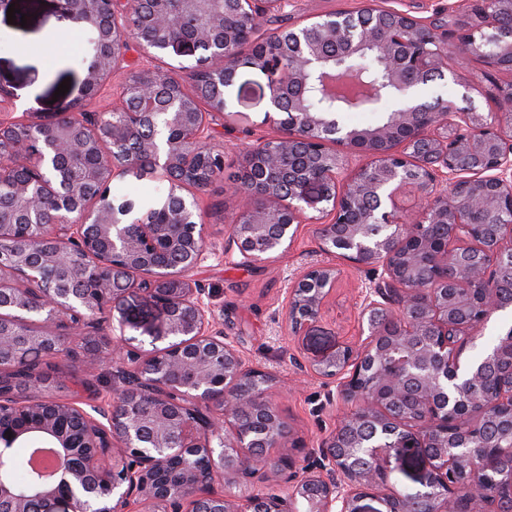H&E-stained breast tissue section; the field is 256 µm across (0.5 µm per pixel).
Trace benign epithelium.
<instances>
[{"mask_svg":"<svg viewBox=\"0 0 512 512\" xmlns=\"http://www.w3.org/2000/svg\"><path fill=\"white\" fill-rule=\"evenodd\" d=\"M90 32L92 60L62 112L0 119V461L33 436L53 449L33 499L0 478L8 512H364L386 491L388 512H512V329L488 360L463 359L477 329L512 308V83L498 111L414 96L455 58L512 71V0H465L458 43L407 12L372 0L259 34L288 0H56ZM136 45L210 67L123 84L112 118L82 109L123 69ZM372 53L401 107L349 128L308 106L312 78L327 92L354 82L344 61ZM268 77L276 132L242 154L252 178L236 202L224 256L256 265L288 249L308 224L319 249L372 274L362 290L366 343L296 367L367 403L321 443L298 448L271 400L274 376L214 326L209 292L193 273L207 258L196 192L224 172L212 125L226 102L202 97V71L242 67ZM151 127L137 157L102 162ZM363 163L348 170V158ZM148 169L171 183L162 204L112 201L118 176ZM412 190L417 210L404 213ZM316 211L319 216H311ZM340 268L313 265L288 289L294 335L320 316ZM118 316H113V313ZM152 349H144V344ZM76 347L112 366V403L85 409L51 394L28 370ZM280 449L277 465L268 463ZM421 457L425 490L389 485L392 461Z\"/></svg>","mask_w":512,"mask_h":512,"instance_id":"1","label":"benign epithelium"}]
</instances>
